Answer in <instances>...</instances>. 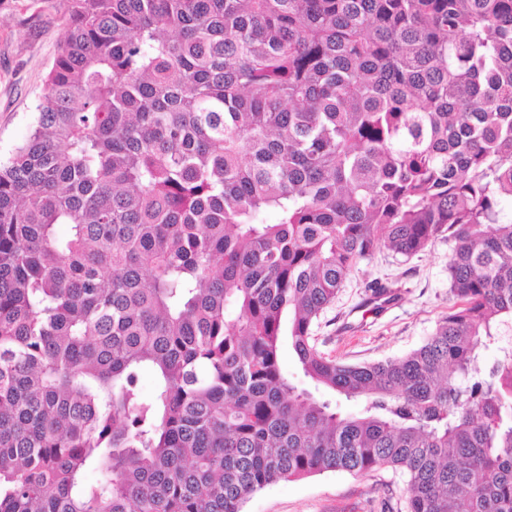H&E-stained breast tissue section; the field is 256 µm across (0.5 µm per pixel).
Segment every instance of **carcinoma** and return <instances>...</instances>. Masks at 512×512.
<instances>
[{
	"label": "carcinoma",
	"mask_w": 512,
	"mask_h": 512,
	"mask_svg": "<svg viewBox=\"0 0 512 512\" xmlns=\"http://www.w3.org/2000/svg\"><path fill=\"white\" fill-rule=\"evenodd\" d=\"M67 2L0 165V512H242L380 467L410 512H512V348L481 366L512 335V0ZM437 239L458 307L423 345L317 349L360 261Z\"/></svg>",
	"instance_id": "obj_1"
}]
</instances>
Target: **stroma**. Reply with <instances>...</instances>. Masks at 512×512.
I'll list each match as a JSON object with an SVG mask.
<instances>
[{
	"label": "stroma",
	"mask_w": 512,
	"mask_h": 512,
	"mask_svg": "<svg viewBox=\"0 0 512 512\" xmlns=\"http://www.w3.org/2000/svg\"><path fill=\"white\" fill-rule=\"evenodd\" d=\"M68 18L66 0H0V164L35 122ZM448 251L439 239L409 258L384 250L361 261L321 314L313 332L317 348L356 365L420 347L453 305ZM376 282L391 286L396 300L374 307ZM244 512H409L406 479L389 468L324 472L270 485Z\"/></svg>",
	"instance_id": "35a3bbf8"
}]
</instances>
